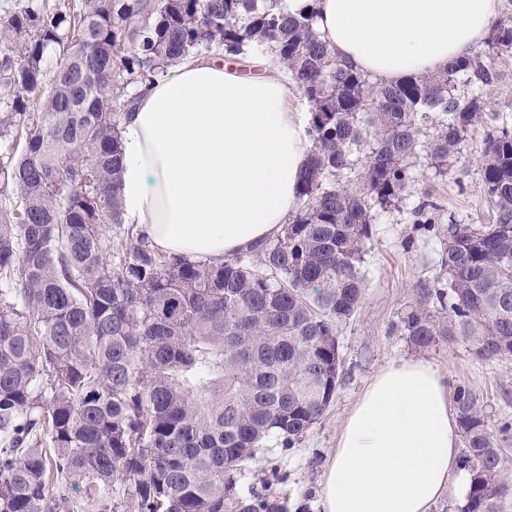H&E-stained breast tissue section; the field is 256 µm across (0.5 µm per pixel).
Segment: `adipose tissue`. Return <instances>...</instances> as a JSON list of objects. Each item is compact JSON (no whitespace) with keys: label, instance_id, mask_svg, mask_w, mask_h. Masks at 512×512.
<instances>
[{"label":"adipose tissue","instance_id":"adipose-tissue-1","mask_svg":"<svg viewBox=\"0 0 512 512\" xmlns=\"http://www.w3.org/2000/svg\"><path fill=\"white\" fill-rule=\"evenodd\" d=\"M502 0H319L337 56L392 84L433 74L488 35ZM298 89L274 54L242 71L190 58L146 87L123 123L124 221L160 252L219 259L277 236L311 146ZM452 388L432 364L381 370L348 413L322 478V512H431L467 503Z\"/></svg>","mask_w":512,"mask_h":512}]
</instances>
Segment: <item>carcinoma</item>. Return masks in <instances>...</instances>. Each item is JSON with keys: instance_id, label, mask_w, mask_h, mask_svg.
<instances>
[{"instance_id": "carcinoma-1", "label": "carcinoma", "mask_w": 512, "mask_h": 512, "mask_svg": "<svg viewBox=\"0 0 512 512\" xmlns=\"http://www.w3.org/2000/svg\"><path fill=\"white\" fill-rule=\"evenodd\" d=\"M317 2L24 0L0 18V512H288L244 480L261 457L278 477L276 449L335 399L372 226L394 214L443 243V277L400 317L410 342L512 359V127L481 143L489 223L409 206L489 108L512 17L444 71L384 85L318 38ZM270 49L310 106L295 212L221 261L159 252L123 219L125 114L186 57ZM453 409L461 512H498L512 419L492 429L461 383Z\"/></svg>"}]
</instances>
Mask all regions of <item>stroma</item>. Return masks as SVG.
Segmentation results:
<instances>
[{
	"label": "stroma",
	"instance_id": "35a3bbf8",
	"mask_svg": "<svg viewBox=\"0 0 512 512\" xmlns=\"http://www.w3.org/2000/svg\"><path fill=\"white\" fill-rule=\"evenodd\" d=\"M496 87L490 88V108L484 124L473 128L459 146L458 161L446 177L421 171L415 196H429L441 216L455 215L465 224L487 223L491 208L482 185L477 157L487 126L512 124V53L497 58ZM441 246L434 233L418 225L387 220L374 225L361 268L365 295L356 316L339 336L344 377L325 417L294 448L278 457L282 483L277 494L288 497V512H321L318 493L343 421L368 381L386 365L405 357L428 361L452 384L463 383L479 394L490 427L512 417V360H484L459 341L439 340L433 347L415 348L398 327L411 304L412 287L440 273Z\"/></svg>",
	"mask_w": 512,
	"mask_h": 512
}]
</instances>
